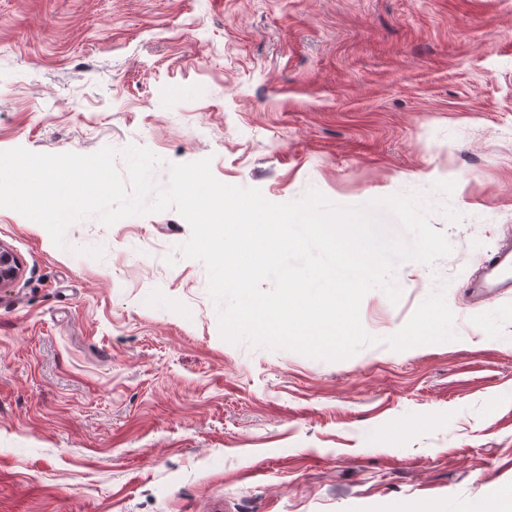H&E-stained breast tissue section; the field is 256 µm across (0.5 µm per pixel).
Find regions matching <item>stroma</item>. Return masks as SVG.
I'll return each instance as SVG.
<instances>
[{"mask_svg":"<svg viewBox=\"0 0 512 512\" xmlns=\"http://www.w3.org/2000/svg\"><path fill=\"white\" fill-rule=\"evenodd\" d=\"M210 158L274 203L425 195L451 253L324 361L222 339L175 210L0 208V512H478L512 491V0H0V151ZM444 289L457 340L386 345Z\"/></svg>","mask_w":512,"mask_h":512,"instance_id":"stroma-1","label":"stroma"}]
</instances>
